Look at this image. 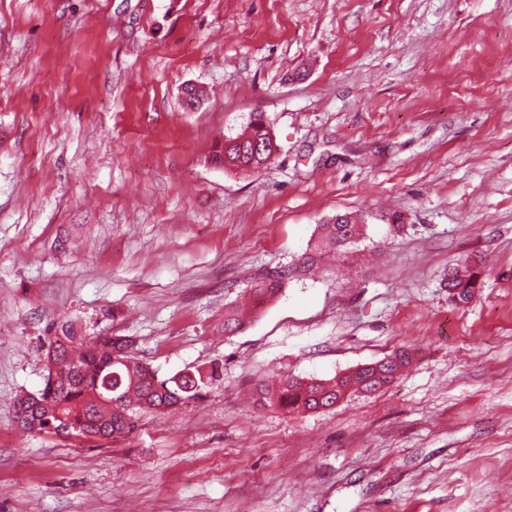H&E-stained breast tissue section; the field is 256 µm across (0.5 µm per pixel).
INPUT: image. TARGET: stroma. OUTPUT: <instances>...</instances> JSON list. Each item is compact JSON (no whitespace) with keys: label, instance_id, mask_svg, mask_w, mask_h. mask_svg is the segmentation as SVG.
I'll return each instance as SVG.
<instances>
[{"label":"stroma","instance_id":"1","mask_svg":"<svg viewBox=\"0 0 512 512\" xmlns=\"http://www.w3.org/2000/svg\"><path fill=\"white\" fill-rule=\"evenodd\" d=\"M257 112L276 156L213 166ZM344 213L349 258L225 335ZM66 318L223 382L102 448L24 433ZM404 347L330 409L254 401ZM0 512H512V0H0ZM480 273L475 266H465L464 270H448V279L444 281L448 295L457 305L468 304L479 288Z\"/></svg>","mask_w":512,"mask_h":512}]
</instances>
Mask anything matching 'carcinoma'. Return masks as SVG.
I'll return each instance as SVG.
<instances>
[{
    "label": "carcinoma",
    "instance_id": "1",
    "mask_svg": "<svg viewBox=\"0 0 512 512\" xmlns=\"http://www.w3.org/2000/svg\"><path fill=\"white\" fill-rule=\"evenodd\" d=\"M274 136L261 114L247 128L224 138L212 162L225 169L246 172L260 169L273 158L270 150L256 152L253 145L269 144ZM362 224L352 214H340L319 225L317 240L302 262L280 269L251 285L253 307L273 300L285 284L333 250L341 252L360 240ZM480 273L470 265L448 271L444 287L457 305L469 303L479 288ZM246 326L245 316L235 306L224 307V334L233 335ZM45 377L27 412L17 417L21 429L75 439L80 443H116L134 434L150 417L167 409L188 406L221 382L222 367L177 372L161 377L150 364L134 355L127 336L90 335L82 323L66 320L45 329ZM411 363V354L401 350L385 359L380 370L358 367L331 379L287 377L277 384H257V402L262 407L309 411L328 409L356 391L373 392L391 384L397 373Z\"/></svg>",
    "mask_w": 512,
    "mask_h": 512
}]
</instances>
